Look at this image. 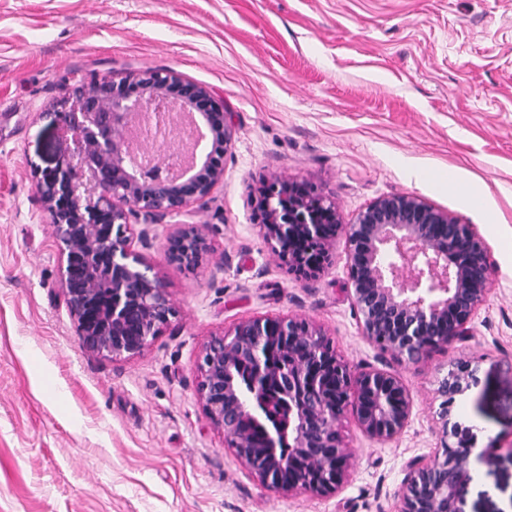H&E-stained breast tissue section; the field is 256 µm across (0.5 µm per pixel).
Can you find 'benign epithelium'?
<instances>
[{
  "label": "benign epithelium",
  "instance_id": "7a95c632",
  "mask_svg": "<svg viewBox=\"0 0 512 512\" xmlns=\"http://www.w3.org/2000/svg\"><path fill=\"white\" fill-rule=\"evenodd\" d=\"M166 104L195 119L191 161L171 172V150L149 131L139 151L130 135L141 117ZM69 150L53 167H34L36 188L49 214L60 255V288L82 347L112 359L141 354L176 318L163 276L135 248L151 246L146 231L135 233L131 217L151 224L206 201L224 182V159L233 129L224 101L206 85L174 70L146 68L120 79L94 77L78 84L72 97L43 113ZM333 218L319 223L292 181L263 185V237L282 268L297 274L294 241L302 237L331 254L345 240L352 300L362 335L379 351L416 362L432 351L473 335L472 325L490 291L492 263L480 236L417 195L380 196L354 219L342 223L336 202L306 187ZM206 224H178L165 238V261L196 270L211 255ZM288 353L277 371L288 396V458L268 438L257 453L244 425L251 406L235 384V373L252 370L251 393L263 398L270 384L267 338ZM195 397L227 447L261 485L284 492L334 491L346 478L354 454L345 442L343 419L352 411L370 438L388 442L408 426L412 404L401 379L387 371L354 373L316 325L297 317L254 318L211 338L197 362ZM470 363L457 359L438 393L453 403L470 387ZM442 432L459 440L472 429L449 424ZM471 451L443 444V453L410 462L397 492L398 512H464L460 490L472 479ZM293 470L288 481L284 468Z\"/></svg>",
  "mask_w": 512,
  "mask_h": 512
}]
</instances>
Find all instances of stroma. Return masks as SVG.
I'll list each match as a JSON object with an SVG mask.
<instances>
[{
	"label": "stroma",
	"mask_w": 512,
	"mask_h": 512,
	"mask_svg": "<svg viewBox=\"0 0 512 512\" xmlns=\"http://www.w3.org/2000/svg\"><path fill=\"white\" fill-rule=\"evenodd\" d=\"M169 68L224 101V182L177 224L210 227L213 259L168 265L177 318L148 348L86 352L34 167L65 141L43 120L78 81ZM454 174L462 191L450 189ZM311 182L342 222L410 193L473 225L493 261L471 338L416 363L362 335L343 243L316 280L293 279L254 222L263 181ZM320 326L354 372L400 377L413 404L380 443L344 418L354 465L334 492L256 482L195 398L204 343L250 318ZM469 360L451 421L496 449L475 463L465 512H512V0H0V512H397L408 464L442 446L437 393Z\"/></svg>",
	"instance_id": "35a3bbf8"
}]
</instances>
